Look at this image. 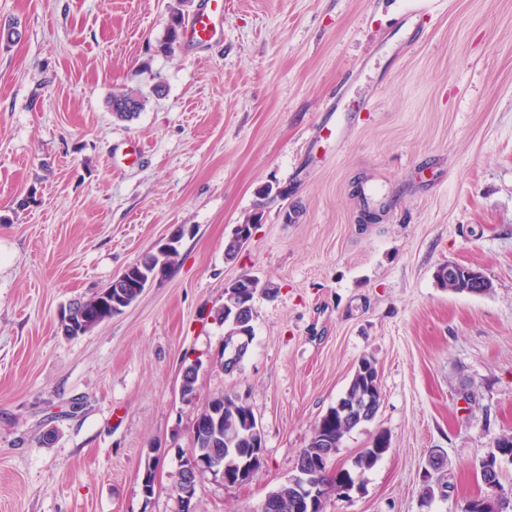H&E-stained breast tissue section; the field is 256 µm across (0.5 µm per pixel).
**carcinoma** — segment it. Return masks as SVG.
<instances>
[{"label":"carcinoma","mask_w":512,"mask_h":512,"mask_svg":"<svg viewBox=\"0 0 512 512\" xmlns=\"http://www.w3.org/2000/svg\"><path fill=\"white\" fill-rule=\"evenodd\" d=\"M189 5V0H177V4L171 7L166 35L160 43L162 51L170 53L180 43L185 11ZM108 104L113 115L122 120H129L145 108L146 98L137 91L118 90L112 92ZM178 255L177 250L151 252L135 263L134 273L141 279L157 269L166 273ZM81 304L88 313V320L84 324L86 328L96 321L102 322L112 316V306L104 303L99 293L81 301ZM197 379L198 370L191 365L186 366L181 380V396L188 404L194 403L196 399ZM368 397L374 402L375 408H380L382 394L377 367L373 361L363 358L337 405L330 407L326 414L314 423L309 444L299 453L296 463H308L315 457L333 458L344 437L355 428L369 422L367 418L344 419L338 407L354 404L361 406ZM211 399L215 414L209 416V424L204 429V435L193 441L192 453L218 458L224 464V471H235L244 463L247 449L262 444V433L253 422L255 415L252 410L242 405L236 396L224 392L211 396ZM230 421L235 423V429L231 433L227 427ZM388 450V438L383 434L377 435L372 447L364 449L354 460V470L360 475L364 474ZM345 480H352V472L347 469H320V481L328 484L333 490ZM466 503L470 504L467 512H512L511 503H502L485 496L470 498ZM264 512H298L294 490L283 484L271 492Z\"/></svg>","instance_id":"1"}]
</instances>
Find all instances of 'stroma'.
Listing matches in <instances>:
<instances>
[{"label":"stroma","instance_id":"obj_1","mask_svg":"<svg viewBox=\"0 0 512 512\" xmlns=\"http://www.w3.org/2000/svg\"><path fill=\"white\" fill-rule=\"evenodd\" d=\"M175 2L0 0L18 32L0 41V512H179L199 404L221 392L263 458L242 486L201 474L198 508L259 512L364 357L381 406L333 464L380 433L390 448L325 512H460L512 433V0H224L223 42L164 54ZM119 89L148 97L132 121L107 108ZM177 232L166 278L61 335V308ZM448 262L491 290L441 288ZM246 272L272 290L227 373L215 313Z\"/></svg>","mask_w":512,"mask_h":512}]
</instances>
